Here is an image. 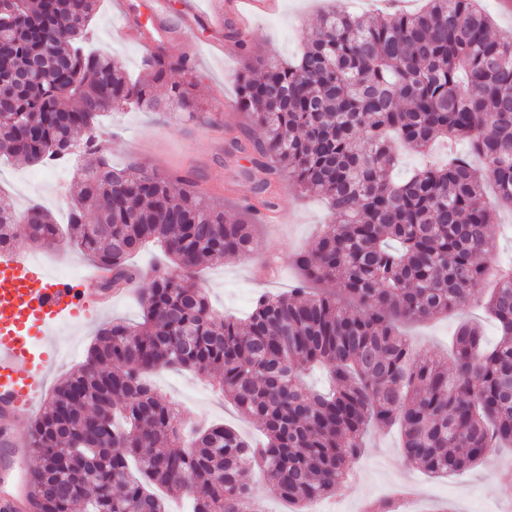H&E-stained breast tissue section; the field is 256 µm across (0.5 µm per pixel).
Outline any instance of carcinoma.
<instances>
[{"label": "carcinoma", "instance_id": "obj_1", "mask_svg": "<svg viewBox=\"0 0 512 512\" xmlns=\"http://www.w3.org/2000/svg\"><path fill=\"white\" fill-rule=\"evenodd\" d=\"M97 2L0 0V94L10 100L0 156L46 164L96 153L107 112L160 107L155 83L170 84L173 106L198 111L186 59L160 50L133 79L86 50ZM42 55L54 63L14 82ZM237 103L265 131L229 148L248 160L242 173L261 206H279L286 174L326 200L331 222L294 254L295 287L256 295L244 318L219 317L192 272L249 257L252 225L148 166L114 169L101 156L80 169L66 230L101 286L134 289L130 259L150 242L169 265L140 292L142 321L100 329L34 421L39 512H168V498L184 494L193 512H258V474L303 512L342 488L371 426L398 428L405 457L437 477L512 447V259L494 258L491 233L498 209L512 208V41L490 35L479 0L375 18L334 8L295 60L248 65ZM394 140L420 154L442 142L448 160L396 180ZM20 233L51 246L58 224L37 206L23 217L0 209V250ZM331 280L334 293L308 288ZM483 296L498 340L460 324L451 373L399 330ZM168 368L217 376L264 439L217 424L184 438L175 406L149 382ZM311 369L325 371V388L305 385Z\"/></svg>", "mask_w": 512, "mask_h": 512}]
</instances>
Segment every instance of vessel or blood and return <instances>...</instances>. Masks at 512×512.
Here are the masks:
<instances>
[{
  "label": "vessel or blood",
  "mask_w": 512,
  "mask_h": 512,
  "mask_svg": "<svg viewBox=\"0 0 512 512\" xmlns=\"http://www.w3.org/2000/svg\"><path fill=\"white\" fill-rule=\"evenodd\" d=\"M181 0L186 25L210 20L248 26L249 16L273 13L278 0ZM52 275L21 246L0 251V512H26L25 476L14 465L30 453L20 430L43 393L44 378L55 362L54 343L61 324L82 320L100 301L87 285Z\"/></svg>",
  "instance_id": "obj_1"
}]
</instances>
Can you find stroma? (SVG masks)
Here are the masks:
<instances>
[{"instance_id":"stroma-1","label":"stroma","mask_w":512,"mask_h":512,"mask_svg":"<svg viewBox=\"0 0 512 512\" xmlns=\"http://www.w3.org/2000/svg\"><path fill=\"white\" fill-rule=\"evenodd\" d=\"M118 0H100L89 25L90 47L116 62L131 77L143 73L146 57L142 47L119 33ZM330 0H279L276 12L252 19L248 29L249 52L214 56L204 49L212 38L209 22L198 23L191 38L174 40L166 46L168 55L193 62L188 75L195 85L199 104L197 119L182 117L178 108L164 112L128 109L112 113L101 127L105 156L114 166L147 164L156 169L198 178L199 189L216 199L227 215L245 218L251 199L249 183L241 176V164L226 158L230 137L246 135L260 140L263 131L251 124L241 111H228L225 100L236 97V78L250 55H273L281 60L295 58L311 36ZM74 163L54 167L22 160L0 162V206L23 214L37 204L58 223H66L75 192ZM279 223H255V251L243 260L227 257L203 263L196 281L208 294L217 313L244 317L255 294L281 293L295 284L297 272L293 255L312 247L329 217L318 197L301 196L292 181L282 180L279 188ZM32 256L54 273H84L91 261L69 239L53 246L31 245ZM142 309L134 296H113L110 307L76 323L66 324L58 339L59 353L48 380L55 389L82 360L106 323L122 319L139 322ZM462 320L480 323L487 342H495L496 328L480 304L472 303L428 323H408L401 330L409 335L418 353L440 354L452 363L450 339ZM151 383L178 411V421L190 428L200 422L230 426L246 437L257 436L256 422L243 416L217 386L198 372L173 368L151 376ZM366 447L342 488V512H364L368 503L389 497L395 489H410L408 512H512V474L501 464L512 461V450L494 449L490 458L463 473L433 477L410 463L399 447L396 432L370 428Z\"/></svg>"}]
</instances>
